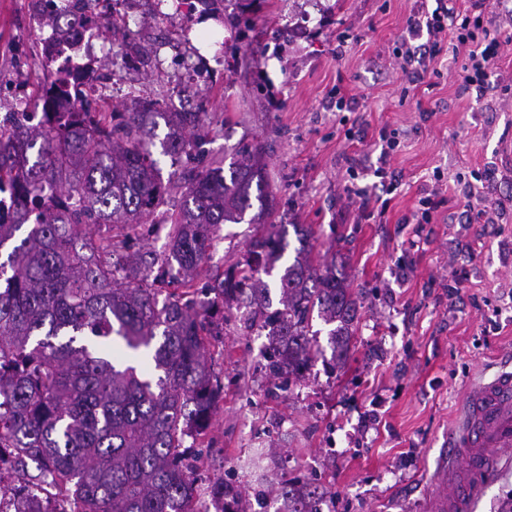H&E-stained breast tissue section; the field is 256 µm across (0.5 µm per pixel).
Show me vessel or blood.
Masks as SVG:
<instances>
[{
	"instance_id": "obj_1",
	"label": "vessel or blood",
	"mask_w": 512,
	"mask_h": 512,
	"mask_svg": "<svg viewBox=\"0 0 512 512\" xmlns=\"http://www.w3.org/2000/svg\"><path fill=\"white\" fill-rule=\"evenodd\" d=\"M450 467L461 476L449 494L429 498L428 512H471L502 453L512 450V370L470 390L450 436Z\"/></svg>"
}]
</instances>
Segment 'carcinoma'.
<instances>
[{
	"label": "carcinoma",
	"instance_id": "carcinoma-1",
	"mask_svg": "<svg viewBox=\"0 0 512 512\" xmlns=\"http://www.w3.org/2000/svg\"><path fill=\"white\" fill-rule=\"evenodd\" d=\"M37 22L70 40L68 2L32 0ZM33 98L35 124L0 130V500L13 512H196L187 439L208 425L221 385L206 356L224 302L257 308L270 327V376L300 379L311 355L313 313L325 324L332 360L343 362L359 306L334 267L311 263V230L292 225L299 247L280 276L282 308L269 311L270 273L286 252L287 225L257 237L243 266L196 287L223 224H264L275 209L258 146L228 167L182 175L169 207L149 148L159 121L164 153L202 154L205 112H92L78 105L70 74L50 71ZM162 214L169 253L153 271L132 251L144 219ZM181 287L168 290L166 285ZM151 359L157 378L137 368ZM220 512H251L239 486L219 479ZM286 512H318L320 489L280 487Z\"/></svg>",
	"mask_w": 512,
	"mask_h": 512
}]
</instances>
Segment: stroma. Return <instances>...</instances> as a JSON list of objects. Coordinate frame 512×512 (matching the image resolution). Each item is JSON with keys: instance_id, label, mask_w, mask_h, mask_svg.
Masks as SVG:
<instances>
[{"instance_id": "obj_1", "label": "stroma", "mask_w": 512, "mask_h": 512, "mask_svg": "<svg viewBox=\"0 0 512 512\" xmlns=\"http://www.w3.org/2000/svg\"><path fill=\"white\" fill-rule=\"evenodd\" d=\"M425 2L224 0L217 19L205 0H112L126 26L74 57L111 86L105 111L209 113L206 161L262 145L273 223L309 225L313 263L335 264L359 299L345 363L314 319L316 359L287 384L266 369V330L225 304L209 347L221 396L191 449L199 512H219L221 478L253 512H285L278 490L297 479L323 488L320 512H420L466 392L512 361V44L484 89H461L464 58L449 50L404 87L391 55ZM42 35L29 0H0V116L43 82L31 64ZM431 192V223H415ZM268 231L222 225L200 283ZM475 512H512V453Z\"/></svg>"}]
</instances>
